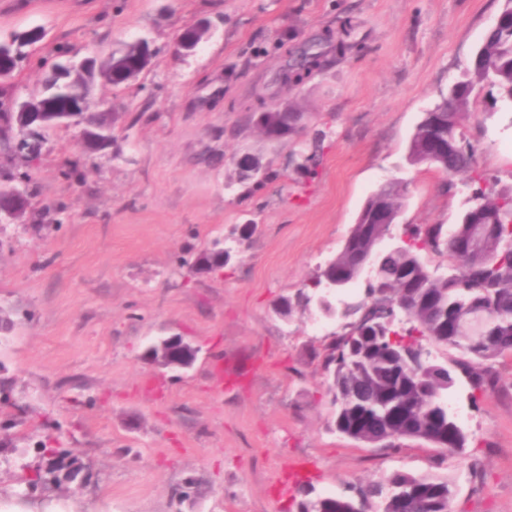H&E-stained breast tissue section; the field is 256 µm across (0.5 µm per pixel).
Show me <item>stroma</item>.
<instances>
[{
	"instance_id": "obj_1",
	"label": "stroma",
	"mask_w": 512,
	"mask_h": 512,
	"mask_svg": "<svg viewBox=\"0 0 512 512\" xmlns=\"http://www.w3.org/2000/svg\"><path fill=\"white\" fill-rule=\"evenodd\" d=\"M506 0H0V36L40 28L28 62L0 76V110L41 87L59 52L83 58L146 38L154 54L131 83L96 87L121 112L111 146L88 153L80 130L53 129L37 161L0 154V176L30 178L24 223L0 229V512H288L298 479L318 497L352 495L395 471L442 474L455 512H512V356L491 361L500 389L472 409L450 393L465 455L407 440L396 451L330 430L322 361L342 323L314 307L282 316L342 249L385 181L407 186L392 225L453 223L462 184L407 147L424 112L468 69ZM195 53L174 55L196 21ZM350 28L354 50L303 83L276 74L302 46ZM485 86L462 121L477 166L512 183V112ZM293 106L288 141L265 139L259 113ZM323 150L314 170L305 157ZM273 177L245 195V158ZM76 165L68 178L65 167ZM255 225L246 240L232 228ZM235 252L218 273L193 269L215 238ZM321 320L323 328L311 327ZM197 350L190 370L145 356L160 337ZM239 383L218 386L216 360ZM79 449L73 481L43 485L46 432ZM478 460L473 479L465 458ZM204 496L182 498L187 479ZM36 489L27 502L18 491Z\"/></svg>"
}]
</instances>
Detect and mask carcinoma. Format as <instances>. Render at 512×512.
<instances>
[{"label":"carcinoma","mask_w":512,"mask_h":512,"mask_svg":"<svg viewBox=\"0 0 512 512\" xmlns=\"http://www.w3.org/2000/svg\"><path fill=\"white\" fill-rule=\"evenodd\" d=\"M476 52L479 58L455 80L457 93L465 97L472 88L489 82L499 88L503 100H511L512 6L503 10L501 25L486 32ZM323 58L324 52L318 45L309 44L279 73L278 80L284 84L300 82L304 75L322 68ZM89 100L90 91L85 83L72 84L68 98L57 103L58 108L70 109L72 113L66 118L48 114L40 126L41 134L61 124L90 126L101 135L89 140L88 149L110 145L118 115L76 111L80 105L89 104ZM473 104L472 100H461L446 112L448 102L441 101L436 105L438 111L421 119L411 143L417 147V163L433 164L451 177L462 174L463 186L479 192V203L467 199L463 213L468 215L469 224L491 226L489 251L494 261L485 267V286L478 288L473 284L468 266L453 254L440 224L411 234L409 242L389 258L378 275L385 287L407 302L411 315L408 335L453 349L459 356L411 374L401 365V347L389 339L379 341L366 335L349 341L337 336L324 356V370L330 376L327 392L335 407L333 428L347 437L353 427L363 429L369 421L385 417L390 408L397 406L398 399L405 398L410 400L411 409L408 416L394 424L392 432L413 438L431 432L441 443L452 441L451 452H464L468 435L448 407V391L465 384L472 406L478 407L480 399L499 385V379L485 363L512 354V185L492 181L475 169L474 147L459 130L461 116L471 112ZM293 119L291 112H266L258 129L269 139L285 138L295 131ZM21 128L22 117L18 113L0 112V146L14 149ZM450 135L464 144L466 151L439 155L427 149L434 140L448 142ZM247 169L248 164L242 163L237 181L245 193L251 194L263 186L270 173L259 180L248 174ZM405 198L402 184L392 180L377 189L364 208L397 209ZM465 224L456 221L453 233L463 234ZM382 231L380 224H354L345 245L325 265L317 280L337 273L347 279L352 277L366 235L376 236ZM428 251L448 254L452 263L448 274L437 276L429 269L424 258ZM227 264L224 254L213 248L200 253L194 262L201 273L221 271ZM49 462L47 474L61 484L69 479V469L78 463V454L73 448L61 449L54 452ZM310 494L311 491L302 489V498L295 503L296 512H359L354 499L348 496L312 499ZM362 495L377 499L382 512H454L456 492L454 483L441 475L396 472L384 481L367 485Z\"/></svg>","instance_id":"obj_1"}]
</instances>
